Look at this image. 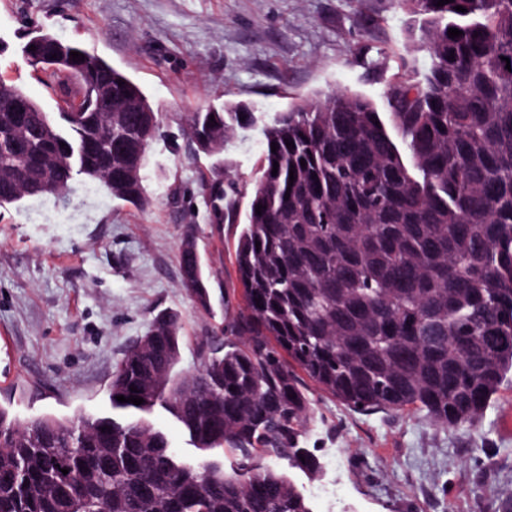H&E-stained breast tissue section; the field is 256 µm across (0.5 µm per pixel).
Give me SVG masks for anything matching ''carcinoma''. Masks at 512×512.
Segmentation results:
<instances>
[{
    "instance_id": "obj_1",
    "label": "carcinoma",
    "mask_w": 512,
    "mask_h": 512,
    "mask_svg": "<svg viewBox=\"0 0 512 512\" xmlns=\"http://www.w3.org/2000/svg\"><path fill=\"white\" fill-rule=\"evenodd\" d=\"M399 4L418 17L408 31L431 66L390 89L388 120L342 91L264 128L229 336L201 344V370L179 377L181 324L161 312L112 374V413L21 424L0 406V512H312L260 462L318 473L301 442L312 419L304 378L353 411L415 409L443 428L476 425L512 381V0ZM25 55L63 106L53 117L0 80V208L30 196L16 186L23 178L50 170L53 187L36 196L52 197L77 176L100 182L108 165L112 198L148 205L142 177H129L159 130L141 89L50 32ZM251 121L245 105H226L191 113L188 133L219 156ZM242 195L212 181L213 223L236 220ZM178 259L182 279L198 278L195 304L210 310L193 234ZM158 407L199 450L231 448L236 469L180 460L149 420Z\"/></svg>"
}]
</instances>
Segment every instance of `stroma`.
<instances>
[{
  "mask_svg": "<svg viewBox=\"0 0 512 512\" xmlns=\"http://www.w3.org/2000/svg\"><path fill=\"white\" fill-rule=\"evenodd\" d=\"M408 21L397 0H0V79L57 113L59 93L22 52L49 31L125 74L161 120L142 170L148 206L79 177L67 204L30 197L0 210V404L22 421L108 413L116 363L163 309L182 325L178 369L195 373L198 343L241 302V226L210 221L202 183L214 159L188 138V114L249 106L255 122L225 146L223 176L252 191L262 131L278 113L341 90L384 113L390 87L429 68L409 48ZM190 230L211 288L232 294L210 313L181 283ZM308 396L302 441L318 475L263 463L289 472L312 512H503L512 500V385L478 425L450 429L413 410L362 415L313 385Z\"/></svg>",
  "mask_w": 512,
  "mask_h": 512,
  "instance_id": "obj_1",
  "label": "stroma"
}]
</instances>
